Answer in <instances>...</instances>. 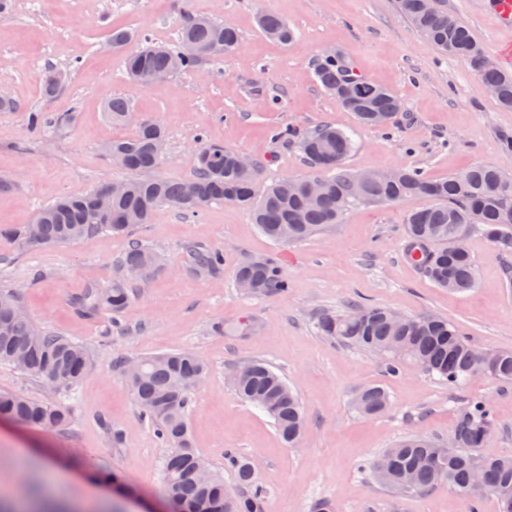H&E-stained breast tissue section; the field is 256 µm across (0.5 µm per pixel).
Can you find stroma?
I'll use <instances>...</instances> for the list:
<instances>
[{
  "label": "stroma",
  "instance_id": "obj_1",
  "mask_svg": "<svg viewBox=\"0 0 512 512\" xmlns=\"http://www.w3.org/2000/svg\"><path fill=\"white\" fill-rule=\"evenodd\" d=\"M486 54L512 74V28H503L490 0H444ZM284 18L295 33L290 44L267 38L259 13ZM201 14L235 27L240 52L203 62L168 80L143 84L130 78L121 49H107L113 29L167 45L177 42L185 14ZM342 52L358 75L389 88L403 103L388 128L361 126L354 113L325 93L315 62L328 49ZM65 72L51 99L42 94L47 69ZM17 109L0 112V227L30 223L39 209L63 196L84 195L102 182L129 178L105 155L104 146L135 134L141 122L160 123L167 138L156 176L189 179L201 146L219 145L263 167L262 182L305 177L312 169L297 140L275 137L279 128L299 131L329 125L343 130L354 149L345 159L353 171L403 166L441 181L477 164L512 171V108L483 94L467 61L440 55L412 26L398 0H12L0 13V81ZM124 98L130 118L112 124L105 106ZM65 118L47 135L32 133L27 115ZM425 198L392 205L356 204L340 223L301 242L283 245L265 236L246 209L213 202L197 215L167 205L151 223L118 236L102 232L79 243L18 248L0 237V289L16 290L39 328L83 344L91 357L87 377L67 394L42 380L0 364V391L48 398L71 415L69 425L43 429L0 416V508L30 499L18 472L19 451L41 462L59 454L64 479L60 497L76 512H140L147 503L165 512L161 488L168 453L135 402L116 357L196 352L209 365L192 391L188 422L197 452L223 469L231 448L250 459L269 491L267 512H311L325 497L336 512H470V498L445 487L422 496H395L370 468L386 449L411 432L447 437L455 411L469 398L489 401L499 422L482 453L512 457V385L476 377L449 389L439 376L406 364L389 375L376 355L320 336L315 317L346 311L358 300L405 316L433 315L456 324L478 347L512 349V265L481 236L467 246L477 284L452 293L437 285L404 254L403 224ZM137 241L163 257L162 266L134 284L132 301L110 326L108 314L88 317L72 306L89 288L108 287L119 262ZM200 244L224 253V272L195 273L188 248ZM275 258L288 278L287 295L247 299L234 280L236 267L256 256ZM255 319L247 337L218 333L217 321ZM268 363L300 400L306 426L288 447L272 419L241 400L224 378L230 362ZM384 388L388 410L375 417L354 407L367 386ZM123 434L113 446L110 428ZM119 473L134 490L116 497L99 482V471Z\"/></svg>",
  "mask_w": 512,
  "mask_h": 512
}]
</instances>
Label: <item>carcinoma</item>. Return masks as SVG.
Wrapping results in <instances>:
<instances>
[{
  "mask_svg": "<svg viewBox=\"0 0 512 512\" xmlns=\"http://www.w3.org/2000/svg\"><path fill=\"white\" fill-rule=\"evenodd\" d=\"M399 6L437 51L467 59L480 82L497 87V101L512 107V75L487 64L481 45L448 14L447 8L432 7L425 0H399ZM259 24L273 40L287 44L294 38L288 24L276 14H262ZM240 48L241 36L236 28L196 15L183 23L175 47L139 46L127 52L125 66L133 78L144 83L154 72L174 75L191 71L207 58L233 55ZM315 75L325 91L365 125L384 126L401 109V101L394 94L359 77L341 53L324 56L316 65ZM352 83L362 85L361 94L354 99L344 95V89ZM129 112L128 102L121 97L107 106V116L116 124L126 121ZM28 124L43 134L53 128L42 112H30ZM164 137L158 124L146 121L133 136L106 146L114 164L134 173L124 180L125 192L112 198L109 215L99 209V198L108 187L104 183L88 195L63 198L42 208L30 224L4 228L0 233L20 248L51 242L77 243L99 232L122 234L136 224H147L161 204L196 215L207 204L224 201L247 208L273 241L292 244L339 223L355 203L392 204L420 197L434 204L407 214V249L420 251L418 265L437 286L450 291L475 287L470 252L460 253L454 248V241L464 232L483 236L500 250L512 252V186H502L497 170L490 166H474L443 181H431L416 170L400 167L392 182L374 174L359 183L344 167V160L354 149L351 137L332 127H317L299 141L314 173L302 178L283 177L262 191L260 166L241 171L235 166V151L217 145L201 147L190 181L158 177L151 182L140 181L135 176L138 170L159 164ZM190 254L200 275H217L224 269V253L219 250L195 247ZM158 261L153 249L131 242L121 260L123 276L114 279L109 288L88 290L78 307L86 313L119 314L131 300V284L152 272ZM235 279L251 284L250 297L288 293V278L271 257L239 265ZM19 306L15 292L0 291V363L53 381L59 393L72 390L90 370L88 351L64 336L37 328L28 318L16 316ZM393 316L391 310L354 303L347 314H320L315 327L321 336L379 355L392 375L410 360L438 375L450 389L467 382L477 369L503 383H512V350L478 351L446 319L400 315V327L396 328ZM215 329L230 336H248L256 331L257 324L252 320L220 321ZM140 361L139 378L131 387L143 417L149 420L161 444L169 448L162 475L166 497L177 504L179 512H267L268 491L258 484L249 459L236 451L224 452V465L233 472L239 487L236 496L224 492L221 473L209 470L205 482L195 474L198 453L191 442L187 415L191 389L206 377L207 363L192 351L145 355ZM238 370V378L230 380L235 392L266 412L281 439L290 447L296 446L304 428L298 397L262 361L245 362ZM389 404L387 392L377 386H368L356 396V407L365 416L380 415ZM0 414L42 428L64 427L70 422L65 408L19 393H0ZM496 429L490 403L473 399L456 413L448 441L411 434L387 449L372 464L373 472L386 488L401 495L424 494L440 482L469 496L472 512H477V500L484 495L494 496L499 512H506L512 507V458L474 454ZM476 469L482 472L480 486L472 484Z\"/></svg>",
  "mask_w": 512,
  "mask_h": 512,
  "instance_id": "cac0c4a2",
  "label": "carcinoma"
}]
</instances>
